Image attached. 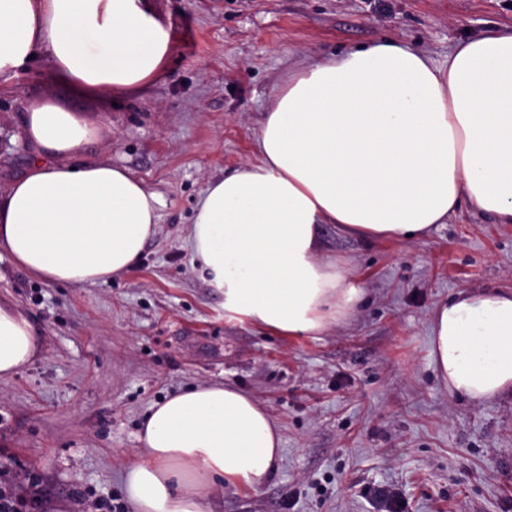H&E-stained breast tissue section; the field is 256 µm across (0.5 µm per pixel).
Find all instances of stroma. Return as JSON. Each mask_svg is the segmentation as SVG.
Listing matches in <instances>:
<instances>
[{
  "mask_svg": "<svg viewBox=\"0 0 512 512\" xmlns=\"http://www.w3.org/2000/svg\"><path fill=\"white\" fill-rule=\"evenodd\" d=\"M171 52L135 97H79L37 58L0 87V194L27 168L22 116L50 101L101 135L91 158L126 168L162 201L138 266L105 283L49 285L0 256V304L42 351L0 379V472L49 512L101 499L132 512L123 474L149 408L229 384L278 425L282 459L256 488L218 486L207 512H512V394L471 404L430 363L431 315L457 291L512 287V224L470 205L420 243L323 224V254L363 291L316 336L224 313L186 244L208 183L260 160L263 116L289 72L382 40L439 62L467 36L512 29L507 0H153Z\"/></svg>",
  "mask_w": 512,
  "mask_h": 512,
  "instance_id": "1",
  "label": "stroma"
}]
</instances>
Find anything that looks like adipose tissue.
I'll return each mask as SVG.
<instances>
[{
  "instance_id": "ef3b65f1",
  "label": "adipose tissue",
  "mask_w": 512,
  "mask_h": 512,
  "mask_svg": "<svg viewBox=\"0 0 512 512\" xmlns=\"http://www.w3.org/2000/svg\"><path fill=\"white\" fill-rule=\"evenodd\" d=\"M167 30L151 0H0V79L45 57L75 95L129 96L165 70ZM36 152L0 196V251L48 284L133 270L159 196L85 155L99 128L44 102L24 115ZM260 160L211 182L187 243L224 311L285 336L320 334L362 288L322 257L318 227L419 242L461 203L512 224V30L459 43L447 62L383 42L292 72L264 114ZM40 333L0 304V378L40 354ZM430 360L450 393L512 391V289L461 290L432 314ZM124 473L133 512H205L210 490L260 486L281 435L250 395L199 385L151 406Z\"/></svg>"
}]
</instances>
